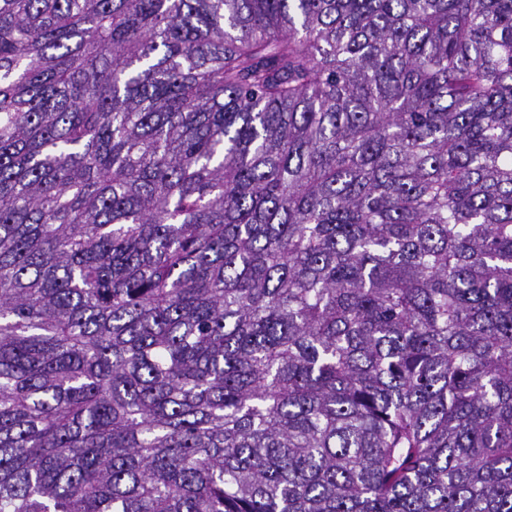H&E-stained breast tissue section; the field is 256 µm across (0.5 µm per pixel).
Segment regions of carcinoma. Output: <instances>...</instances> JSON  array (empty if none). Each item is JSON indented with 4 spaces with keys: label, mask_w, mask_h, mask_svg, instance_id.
Listing matches in <instances>:
<instances>
[{
    "label": "carcinoma",
    "mask_w": 512,
    "mask_h": 512,
    "mask_svg": "<svg viewBox=\"0 0 512 512\" xmlns=\"http://www.w3.org/2000/svg\"><path fill=\"white\" fill-rule=\"evenodd\" d=\"M0 512H512V0H0Z\"/></svg>",
    "instance_id": "cac0c4a2"
}]
</instances>
